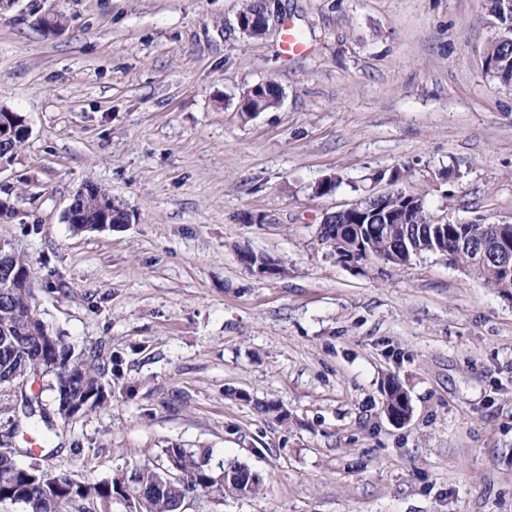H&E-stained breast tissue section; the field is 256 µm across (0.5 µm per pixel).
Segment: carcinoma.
Instances as JSON below:
<instances>
[{
  "instance_id": "cac0c4a2",
  "label": "carcinoma",
  "mask_w": 512,
  "mask_h": 512,
  "mask_svg": "<svg viewBox=\"0 0 512 512\" xmlns=\"http://www.w3.org/2000/svg\"><path fill=\"white\" fill-rule=\"evenodd\" d=\"M484 10L495 36L485 49V66L505 84L512 83V0H484ZM280 87L272 82L239 105L243 112H263L277 106ZM27 138L17 137L0 145V161L14 164ZM90 217L103 210L110 222L120 223L126 205L118 198L105 202L96 196L85 200ZM428 207L417 209L412 200L392 194L380 208L357 213L348 224H327L321 239L343 256L366 260L382 256L395 266L408 264L416 254L437 249ZM475 225H448L449 261L470 271L483 284L501 294L512 289V276L494 262L478 264L476 253L464 246ZM29 270L28 261L12 249L0 248V270ZM54 381L57 414L64 405L82 404L92 409L107 402L103 378L107 359L100 353L88 359L75 354L65 337L42 318L29 288H5L0 279V385L16 386L33 375L34 368ZM402 386L388 381L383 411L398 408ZM22 414L30 425L49 434L54 431L51 417L31 401H25ZM247 466L233 463L215 469L207 449L191 450L173 446L164 450L156 464L144 463L131 470H118L104 480L80 483L63 472H50L36 464H20L13 452L0 451V504H20L24 512H69L76 503H87L85 512H113L121 504L125 512H184L187 492L193 489L214 498L224 497V479L240 483L237 493L253 496L261 492L260 477L243 476Z\"/></svg>"
}]
</instances>
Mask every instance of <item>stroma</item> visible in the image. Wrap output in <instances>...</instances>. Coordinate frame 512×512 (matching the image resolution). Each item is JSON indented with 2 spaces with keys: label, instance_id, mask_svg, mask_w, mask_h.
<instances>
[{
  "label": "stroma",
  "instance_id": "1",
  "mask_svg": "<svg viewBox=\"0 0 512 512\" xmlns=\"http://www.w3.org/2000/svg\"><path fill=\"white\" fill-rule=\"evenodd\" d=\"M54 1L56 36L32 24ZM281 4L303 55L278 31L241 35L242 0L0 12V108L31 127L0 173L16 211L0 241L28 259L44 320L114 363L107 403L47 445H29L21 406L35 395L55 414L51 378L0 387V451L87 482L206 448L266 486L185 512H512V296L439 255L346 264L319 237L394 167L434 214L512 219V84L483 65V2ZM265 80L279 105L242 114ZM90 182L130 223H66ZM241 246L287 275H253ZM391 378L412 406L402 425L383 411Z\"/></svg>",
  "mask_w": 512,
  "mask_h": 512
}]
</instances>
